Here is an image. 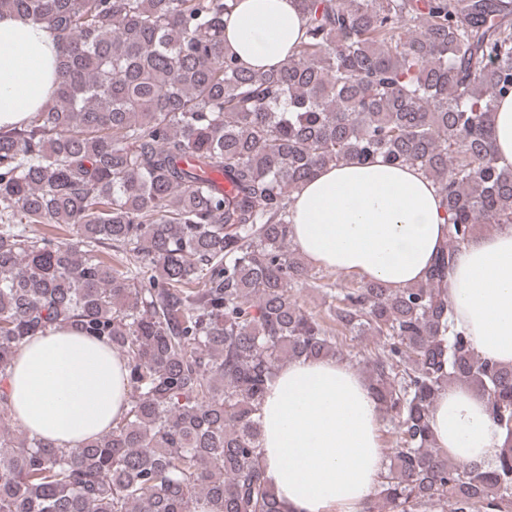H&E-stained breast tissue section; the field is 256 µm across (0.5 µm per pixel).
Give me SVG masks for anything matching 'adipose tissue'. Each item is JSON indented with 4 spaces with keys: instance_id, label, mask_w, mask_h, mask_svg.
I'll list each match as a JSON object with an SVG mask.
<instances>
[{
    "instance_id": "ef3b65f1",
    "label": "adipose tissue",
    "mask_w": 512,
    "mask_h": 512,
    "mask_svg": "<svg viewBox=\"0 0 512 512\" xmlns=\"http://www.w3.org/2000/svg\"><path fill=\"white\" fill-rule=\"evenodd\" d=\"M297 0H239L224 46L254 69L286 62L300 43ZM62 46L49 26L0 16V127L52 98ZM293 239L305 259L397 289L425 279L445 241L441 198L414 166L382 160L321 169L293 195ZM457 327L480 355L512 364V226L462 245L448 282ZM128 370L109 346L70 326L33 337L7 387L14 421L61 448L106 433L127 407ZM260 464L286 512H360L379 485L380 415L365 378L336 358L288 362L260 411ZM454 461L494 460L505 434L484 398L456 385L430 413Z\"/></svg>"
}]
</instances>
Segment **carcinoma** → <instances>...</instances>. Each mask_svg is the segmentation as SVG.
<instances>
[{
	"label": "carcinoma",
	"mask_w": 512,
	"mask_h": 512,
	"mask_svg": "<svg viewBox=\"0 0 512 512\" xmlns=\"http://www.w3.org/2000/svg\"><path fill=\"white\" fill-rule=\"evenodd\" d=\"M236 2L0 0L64 47L51 102L0 129V512H282L260 465L266 389L346 333L378 339L362 363L395 437L363 512H512V445L460 464L429 421L462 383L512 440V365L479 355L448 304L456 250L512 225L494 133L512 0H298L304 39L264 71L224 49ZM376 157L436 186L445 244L404 288L320 284L333 328L292 294L312 278L292 195ZM61 325L129 372L123 416L74 449L11 426L6 388L21 347Z\"/></svg>",
	"instance_id": "1"
}]
</instances>
